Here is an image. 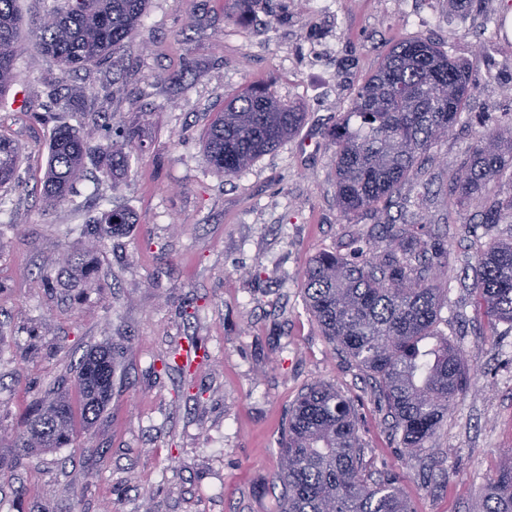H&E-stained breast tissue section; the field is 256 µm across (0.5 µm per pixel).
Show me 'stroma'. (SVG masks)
Masks as SVG:
<instances>
[{
    "label": "stroma",
    "instance_id": "stroma-1",
    "mask_svg": "<svg viewBox=\"0 0 512 512\" xmlns=\"http://www.w3.org/2000/svg\"><path fill=\"white\" fill-rule=\"evenodd\" d=\"M236 9V0H150L130 45L68 77L21 33L26 50L0 96V134L23 151L21 186L0 193V512H279L288 411L321 382L354 402L372 471L400 475L415 512H481L512 448V327L484 335L460 276L479 247L512 238V217L480 226L479 198L457 206L448 183L478 131L512 120V0L459 9L449 0H257L243 24L228 20ZM415 37L462 62L473 95L403 186L401 206L346 223L331 131L385 53ZM254 82L305 119L228 180L205 166L204 133ZM74 91L85 114H59L54 96ZM100 112L144 113L149 150L131 155L117 187L88 162L76 196L45 210L54 128L105 142L91 123ZM114 208L129 223L97 224ZM388 218L445 249L440 328L459 335L470 372L418 460L402 454L367 373L322 336L303 288L311 259L351 254L358 237L384 235ZM71 255L83 276L67 269ZM189 339L206 360L188 375L164 369ZM103 344L114 368L104 412L75 417L66 447L21 448L29 407L61 386L79 407V362Z\"/></svg>",
    "mask_w": 512,
    "mask_h": 512
}]
</instances>
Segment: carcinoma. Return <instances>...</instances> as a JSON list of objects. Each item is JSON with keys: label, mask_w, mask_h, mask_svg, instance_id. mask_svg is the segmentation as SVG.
<instances>
[{"label": "carcinoma", "mask_w": 512, "mask_h": 512, "mask_svg": "<svg viewBox=\"0 0 512 512\" xmlns=\"http://www.w3.org/2000/svg\"><path fill=\"white\" fill-rule=\"evenodd\" d=\"M148 0H54L33 21L36 45L64 75L98 65L124 48L146 12ZM25 20L17 0H0V94L9 90L23 46ZM465 66L428 39L393 46L358 86L350 111L336 122V199L346 221L366 211L388 212L401 186L418 173L419 159L456 124L471 96ZM141 112L105 116L112 139L58 126L43 176L48 210L69 200L84 176L86 157L100 154L103 172L118 184L129 156L146 148ZM305 113L282 103L264 83H252L214 113L203 147L207 166L233 178L294 135ZM20 151L0 135V189L19 185ZM512 181V124L478 138L448 185L460 204L481 197L480 223L494 227L512 215V196L490 188ZM349 257L323 252L309 263L306 303L323 336L362 367L392 419L406 455L419 457L443 418L469 385L465 352L438 330L447 289L433 269L446 251L399 228L383 246L360 238ZM486 330L512 325V240L491 241L477 256L472 283ZM112 354L85 356L74 385L81 415L98 417L112 391ZM73 410L61 395L24 434L27 448H63L72 438ZM281 512H414L399 477L375 481L365 460L358 417L330 384L302 392L280 442ZM483 512H512V449L486 485Z\"/></svg>", "instance_id": "1"}]
</instances>
